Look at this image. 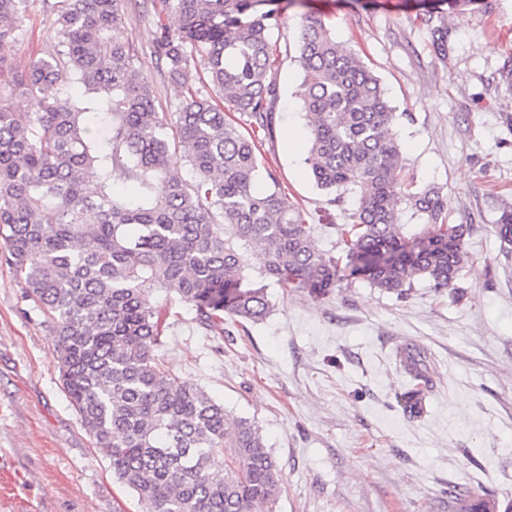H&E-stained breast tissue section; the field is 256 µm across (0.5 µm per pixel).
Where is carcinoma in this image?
I'll list each match as a JSON object with an SVG mask.
<instances>
[{"instance_id":"carcinoma-1","label":"carcinoma","mask_w":512,"mask_h":512,"mask_svg":"<svg viewBox=\"0 0 512 512\" xmlns=\"http://www.w3.org/2000/svg\"><path fill=\"white\" fill-rule=\"evenodd\" d=\"M30 2L0 0V50L22 36ZM260 2L142 0L158 72L185 87L171 121L135 68L125 0H56L57 55L18 65L0 53V245L27 299L51 319L60 380L81 425L142 512H275L282 491L259 426L157 362L165 318L149 302L152 290L175 293L222 334L224 317L255 322L269 310L264 289L246 283L236 240L280 286L314 292L345 277L401 297L419 281L443 292L469 260L470 227L448 223L442 190H416L406 178L395 108L379 78L324 22L304 16L306 163L333 201L352 204L351 223L331 225L338 253L315 247L313 225L263 161L280 87ZM457 2L436 0L421 18L442 58L448 14L439 6ZM198 57L207 68L193 80ZM74 84L96 105L69 94ZM97 123L111 128L105 144L90 136ZM117 179L145 201L118 203ZM497 232L512 244V207ZM400 362L411 383L399 403L419 416L430 379L414 345ZM448 498L457 512H486L491 502L458 487Z\"/></svg>"}]
</instances>
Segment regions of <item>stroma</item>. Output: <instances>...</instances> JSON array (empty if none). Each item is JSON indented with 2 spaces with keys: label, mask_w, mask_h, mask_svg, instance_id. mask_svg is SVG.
<instances>
[{
  "label": "stroma",
  "mask_w": 512,
  "mask_h": 512,
  "mask_svg": "<svg viewBox=\"0 0 512 512\" xmlns=\"http://www.w3.org/2000/svg\"><path fill=\"white\" fill-rule=\"evenodd\" d=\"M431 0H268L279 51L280 97L263 155L289 197L309 212L318 249L336 244L349 203H331L305 158L309 130L296 61L303 15L321 19L379 77L396 109L406 173L442 188L450 223L470 225L473 261L436 292L417 282L404 297L361 279L327 293L286 291L251 257L250 286L270 305L261 321L207 332L196 310L158 289L167 312L157 356L233 416L255 421L280 466L276 512H451L449 486L512 498V245L495 225L512 206V0H476L448 19V58L420 21ZM54 16L34 0L14 63L53 53ZM126 30L138 69L154 77L156 108L175 112L179 84L161 78L153 25L134 8ZM414 344L433 380L421 416L396 395L407 376L397 350ZM112 475L60 382L49 318L33 308L0 261V512H139Z\"/></svg>",
  "instance_id": "obj_1"
}]
</instances>
